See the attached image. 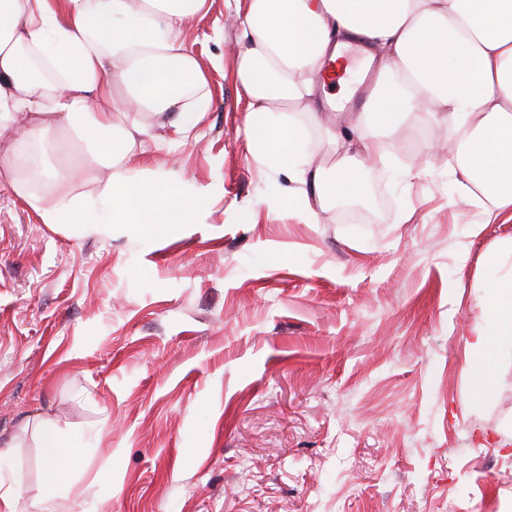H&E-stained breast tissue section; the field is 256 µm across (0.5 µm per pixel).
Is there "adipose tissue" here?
Returning a JSON list of instances; mask_svg holds the SVG:
<instances>
[{
	"label": "adipose tissue",
	"mask_w": 512,
	"mask_h": 512,
	"mask_svg": "<svg viewBox=\"0 0 512 512\" xmlns=\"http://www.w3.org/2000/svg\"><path fill=\"white\" fill-rule=\"evenodd\" d=\"M208 0H0V130L25 129L0 158V178L34 203L23 147L58 131L84 129L109 170L100 206L112 221L168 225L198 217L179 187L156 192L129 171L151 120L181 131L183 115L208 111L207 75L184 39ZM240 46L234 76L249 98L245 139L261 163L288 180L293 216L317 220L337 200L366 192V164L385 165L415 112L432 113L433 150H447L460 192L494 219L512 208V0H236ZM357 45L379 54L372 87L352 122L339 125L319 99L325 65ZM41 71L22 77L25 59ZM324 131L330 164L306 151V127ZM46 224H81L87 211L43 174ZM487 285L495 330L475 336L469 359L488 375L501 344L512 343V302ZM38 426L48 463L39 512H60L56 489L76 458L54 423Z\"/></svg>",
	"instance_id": "1"
}]
</instances>
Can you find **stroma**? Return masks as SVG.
I'll return each instance as SVG.
<instances>
[{
  "label": "stroma",
  "instance_id": "stroma-1",
  "mask_svg": "<svg viewBox=\"0 0 512 512\" xmlns=\"http://www.w3.org/2000/svg\"><path fill=\"white\" fill-rule=\"evenodd\" d=\"M239 35L228 0L189 22L211 108L132 171L202 195L196 223L45 224L0 187V485L34 512L48 417L82 440L74 512H512V346L490 389L468 362L512 213L458 193L424 112L356 206L269 210L286 181L241 133ZM58 141L47 168L98 200L94 157Z\"/></svg>",
  "mask_w": 512,
  "mask_h": 512
}]
</instances>
